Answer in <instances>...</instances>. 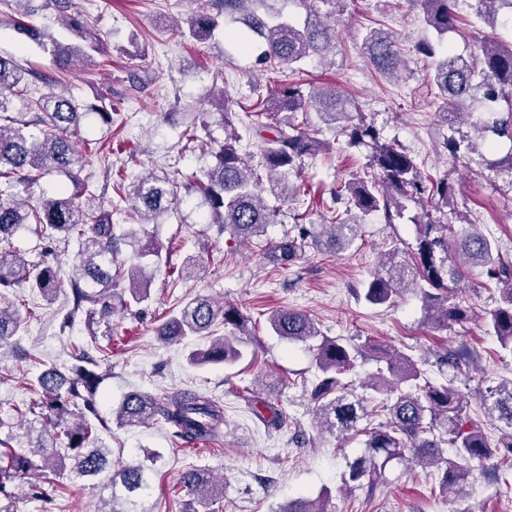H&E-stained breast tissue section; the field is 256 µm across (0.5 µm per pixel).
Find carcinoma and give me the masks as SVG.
Segmentation results:
<instances>
[{"mask_svg": "<svg viewBox=\"0 0 512 512\" xmlns=\"http://www.w3.org/2000/svg\"><path fill=\"white\" fill-rule=\"evenodd\" d=\"M14 2L20 18L13 27L28 42L47 50L57 68L65 70L78 62L93 61L106 54L101 34L88 21L67 14L69 0H3ZM258 0H211V9L190 17L177 26L182 37L202 42L211 38L224 16L239 17L260 38L258 62L280 74L273 90L235 111L225 93L213 97L223 109L224 141L212 136L209 113L191 114L182 133V150L200 146L211 161L199 172L181 178L149 173L126 183L123 171H112V150L97 147L101 166L113 178L116 199H105L91 180L80 177L85 154L77 148L80 121L93 111L101 125L112 129V103L97 98L87 104L68 91L46 95L42 85H55L58 79L39 70L22 67L11 55L0 54V242L27 224L46 238L75 242L76 277L64 282L57 271L45 264L33 263L21 253L0 252V288H26L44 301L55 300L66 287L68 309L61 329L83 322L92 347L104 361L112 356V343H97L100 326L112 329V317L131 308L148 304L154 268L163 260L162 247L148 231L159 219L186 198L196 195L208 210L202 219L205 227L216 224L232 237L249 240L264 237L268 228L281 223V211L275 201L283 197L285 182L292 175L304 174L306 160L331 150L330 143L319 138L322 129L299 123V112L315 111L321 121L339 128L348 150L367 149V162L344 184L330 190L329 200L321 199L326 244L335 252L351 247L357 224L344 215L358 211L367 217L380 216L385 224H394L411 204L436 201L453 204L455 184L446 177L428 179L415 159L367 121L361 112L351 113L354 104L343 99L336 89L304 90L291 79L297 65L322 59L334 44L335 28L320 13L311 9L303 22L282 20L269 13L247 9ZM420 6L427 27L439 37L457 27L458 0H411ZM57 12L60 25L76 36V43L49 39L46 28L37 23L43 10ZM475 13L486 20L495 34L480 43L469 58L454 52L451 46L429 40L415 45V52L429 59L431 84L437 90L438 114L449 128L469 118L471 103L480 100L487 106L474 123L481 137L492 135L488 148L512 143V0H476ZM362 49L374 68L382 74H394L403 62L397 37L390 31L372 28L362 39ZM21 102L15 109L13 99ZM258 140L262 154L257 165H250L242 154L245 137ZM443 147L455 161L469 165L476 146L451 134ZM51 173L69 178L48 196L34 194V187ZM129 205L132 227L116 233L113 215ZM415 248L406 259L394 253L364 284L354 289L357 299L379 307L391 304L393 297L410 284L418 285L427 321L438 329L468 319L470 310L448 297V283L464 279L471 270L483 269L487 280L499 285L497 306L486 317V331L496 338L501 350L512 356V263L499 257L498 240L469 224V230L451 237V224L433 218L425 210L414 217ZM317 240L305 224L297 222L266 249V259L275 269L295 264ZM131 248L136 261L127 265L118 260L119 244ZM200 263L186 258L173 268L177 279L197 275ZM270 329L290 343L318 344L311 347L316 381L308 390L313 403L317 428L337 437L358 430L364 420L384 413L386 421L366 429L364 450L350 464L344 485H364L374 489L383 479L386 466L412 460L440 467L439 485L463 484L468 478L467 464L475 459L503 456L512 461V381L489 386L482 394L485 414L499 423L494 433L478 425L467 413V396L451 380L432 381L418 361L404 352L382 356L384 366L363 383L368 394L358 396L350 389L346 376L372 347L371 338L360 336L329 337L321 333L307 315L278 310L268 318ZM219 325L227 329L214 335ZM21 328V318L9 304H0V348L9 347L16 356L36 361L29 352L13 342ZM161 341L194 336L211 338L207 349L194 351L192 365L233 366L247 355L248 346H256L254 325L233 304H217L195 297L169 310L154 330ZM74 364L64 373L53 365H43L35 380L27 384L30 398L15 412L28 420L38 432L39 460L31 453L15 448L10 438H0V501L12 498L18 488L50 505L60 487L33 482L37 468L59 477L69 473L77 479H95L109 465L108 451L96 445L107 422L97 412V395L102 380L98 363L89 349L74 348ZM254 413L265 428L278 430L286 414L278 405L254 401ZM120 426H145L152 421L164 423L172 438L185 444H210L223 436L224 407L216 399L192 390H176L162 398L144 392L127 394L114 411ZM152 469L142 462H124L102 484L107 493L104 502L110 508L97 512H147L140 500L149 495ZM177 487L187 497L185 512H200L224 497V482L207 471L189 466L182 471ZM328 493L315 498L296 497L280 512H328Z\"/></svg>", "mask_w": 512, "mask_h": 512, "instance_id": "1", "label": "carcinoma"}]
</instances>
